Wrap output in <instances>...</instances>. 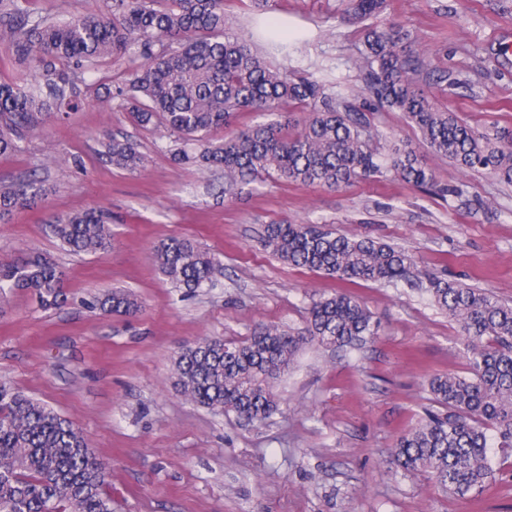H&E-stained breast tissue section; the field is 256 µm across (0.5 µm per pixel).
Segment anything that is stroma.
Masks as SVG:
<instances>
[{"label":"stroma","mask_w":512,"mask_h":512,"mask_svg":"<svg viewBox=\"0 0 512 512\" xmlns=\"http://www.w3.org/2000/svg\"><path fill=\"white\" fill-rule=\"evenodd\" d=\"M349 0H225L230 25L257 47L278 20L289 38L274 64L313 73L364 112L372 131L411 148L439 196L392 177L342 190L259 179L233 197L224 173L178 164L183 142L135 126L113 97L130 66L112 59L85 74L84 100L69 117L0 157V181L36 179L31 208L0 224V262L36 252L64 272L68 300L42 309L18 293L0 302V381L72 421L112 469L115 512H512V455L494 447L490 489L460 498L425 476L388 472L402 433L433 405L436 375H468L457 324L405 283H363L353 294L381 325L359 350L309 343L276 380L279 410L265 424L217 415L177 391L173 361L203 338L245 341L257 326L304 327L313 298L338 282L284 264L261 245L265 225L331 224L411 254L426 272L492 291L512 303V185L466 176L435 156L397 112L373 108L356 67L361 23ZM384 18L405 23L417 50L461 81L437 103L471 126L512 127V0H386ZM132 141L143 171L112 167L101 142ZM489 203L490 212L479 210ZM100 208L112 244L95 255L61 250L45 226ZM187 237L223 265L215 286L184 294L153 266L155 246ZM116 288L140 308L102 316L86 302Z\"/></svg>","instance_id":"35a3bbf8"}]
</instances>
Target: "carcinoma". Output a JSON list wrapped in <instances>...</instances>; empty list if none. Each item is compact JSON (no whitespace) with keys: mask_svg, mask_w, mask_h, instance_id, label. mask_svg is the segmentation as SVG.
Here are the masks:
<instances>
[{"mask_svg":"<svg viewBox=\"0 0 512 512\" xmlns=\"http://www.w3.org/2000/svg\"><path fill=\"white\" fill-rule=\"evenodd\" d=\"M31 0H0V49L44 82L0 80V156L18 150L52 113L78 108V72L114 56L140 65L115 86L132 121L146 130L164 127L192 142L178 163L224 169V193L233 194L263 176L285 183L340 189L388 174L415 187L434 186L432 172L412 151L371 143L364 113L351 108L310 74L271 64L288 55V37L270 22L266 50L240 37L228 24L225 0H106L107 11L51 21ZM385 0H353L354 16L372 23L362 32L358 69L363 92L382 108L399 112L432 153L464 172H482L512 184V129L479 130L438 106L430 85L448 84L425 54L412 49L411 32L382 17ZM307 115L288 134V106ZM241 112H275L278 119L226 134ZM101 154L115 168L137 171L146 157L128 140L110 138ZM24 183L0 182V221L32 204ZM60 245L90 254L112 244L107 217L86 210L48 224ZM263 247L284 263L342 283L425 281L424 292L448 313L464 336L470 376L439 375L429 390L440 410L405 431L388 455V469L426 474L438 488L459 497L496 480L486 429L499 446L512 449V304L482 288L422 273L408 253L371 238L340 235L326 225L267 224ZM152 261L173 287L187 294L212 281L218 259L189 238L155 247ZM64 273L34 253L0 264V298L29 291L46 309L66 301ZM104 313L135 312L138 299L114 290L89 302ZM379 335L369 311L338 289L311 302L299 331L260 326L244 342L203 339L174 359L179 393L222 413L234 411L262 423L278 410L273 381L293 365L299 349L316 342L355 348ZM0 512H113L106 465L83 433L55 410L0 382Z\"/></svg>","mask_w":512,"mask_h":512,"instance_id":"carcinoma-1","label":"carcinoma"}]
</instances>
